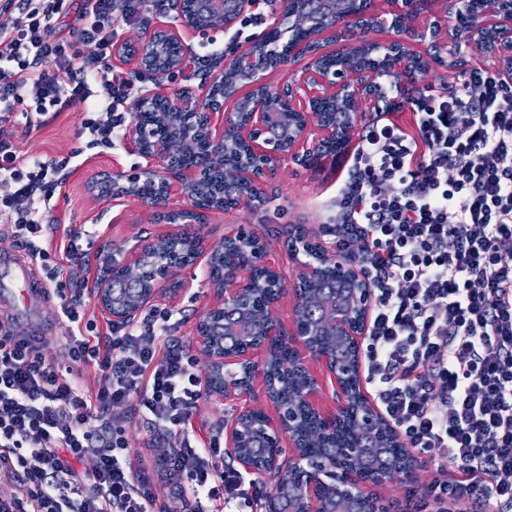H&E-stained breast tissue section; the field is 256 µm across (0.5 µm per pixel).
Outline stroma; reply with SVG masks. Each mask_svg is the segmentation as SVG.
<instances>
[{
	"label": "stroma",
	"mask_w": 512,
	"mask_h": 512,
	"mask_svg": "<svg viewBox=\"0 0 512 512\" xmlns=\"http://www.w3.org/2000/svg\"><path fill=\"white\" fill-rule=\"evenodd\" d=\"M284 11L282 0H260L259 4L239 22L235 31L212 32L209 35L188 33L184 46L188 51L199 50L207 41H215L223 48L232 45H247L249 40L267 31L276 17ZM112 71L133 82L134 96L124 104L121 113L125 124H133L139 113L137 92L142 88L171 94L181 89H194L201 83L200 73L193 69L158 75L153 73L135 74L131 65L113 60ZM402 86L425 94H439L458 87L463 78L458 68L430 66L419 71H398L396 74ZM84 119L82 107L73 106L58 115L49 117L43 127L27 132L17 130L15 142L24 156L48 155L70 157L69 166L62 171V185L55 192L48 223L58 225L66 231L81 225L93 229L92 236L83 238L81 245L87 257L81 269L74 275L77 287L85 294L83 307L85 318L93 320L99 333H107L110 319L99 308L91 287L100 274L96 251L101 244H109L119 250L131 244L136 236L161 235L170 232L171 227L158 218L157 208L139 202H123L113 206L92 200L85 191L89 177L96 172L114 168L135 171L140 163L137 155L130 153L124 142H115L112 147H89L81 134ZM344 165L336 169L315 171L285 162L276 164L272 174L261 183L260 189L267 199L264 206L256 210L232 209L208 213L205 223L191 226L180 225V232H194L201 248L211 252L220 249L227 228L240 225L258 234L266 241L270 253L278 261L286 276L289 288L280 304V318L284 326H291L293 295L291 286L296 282L299 271L297 257L289 253L287 241L292 238L296 225H304L310 236H317L324 224L330 223L336 214V183L344 176ZM184 277L193 281V286L178 299L168 302L178 324L175 336L189 346L194 365L199 373H206L208 358L200 350L195 338V325L200 316L210 307L213 295L205 284L206 267L197 262L183 270ZM233 403L219 404L209 397H201L189 420L188 429L199 442H207L213 431L222 429L225 419L233 414ZM114 418L125 425V437L135 455L144 458L148 464L147 474L151 492L155 499L156 512H184L175 498L176 478L170 472L168 460L170 449L162 445L151 446L149 428L136 408H119ZM437 463L433 460L419 461L411 474L393 477L382 485L373 487L372 494L383 504L396 508L397 512H417L416 503L426 487L439 479Z\"/></svg>",
	"instance_id": "obj_1"
}]
</instances>
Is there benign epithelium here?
I'll return each mask as SVG.
<instances>
[{"label": "benign epithelium", "mask_w": 512, "mask_h": 512, "mask_svg": "<svg viewBox=\"0 0 512 512\" xmlns=\"http://www.w3.org/2000/svg\"><path fill=\"white\" fill-rule=\"evenodd\" d=\"M340 2L362 19L364 29L388 28L394 36L383 42L357 40L337 52H327L326 44L343 37V19L316 23L306 29L304 38L292 42L288 56L278 63L265 55L264 37H257L248 46L231 51L233 82L215 76L196 91L166 96L170 114L197 121L193 130L196 137L212 146L232 139L247 148V158L230 161L221 153L210 156L204 164L177 166L168 141L138 122L127 131L125 144L145 164L134 173L117 168L94 174L86 184L87 193L106 204L124 199L156 205L181 188L188 192L191 204L174 215L202 216L224 210L221 203H203L196 193L204 183V169L219 164L230 171L240 188L233 207L256 209L262 204L257 183L274 162L321 169L346 155L353 147L358 120L380 109L379 88L397 69L410 70L431 62L450 64L475 52L492 60L503 79L512 83V0H483L477 10L472 0H385L387 8L381 12L365 11L361 0ZM199 4V13H181L177 23L161 22L153 33L181 44L186 31L206 34L227 30L246 16L254 0H199ZM420 15L424 20L416 28L413 22ZM154 51L148 37L138 56H129L122 45L115 47L113 54L147 72ZM302 59L305 63L289 75L286 90L279 91L266 81L269 72ZM229 100L234 101V107L226 112L224 103ZM144 179L159 186L156 196L143 199L131 192L132 185ZM180 240V232L173 231L155 238L138 237L118 253L110 252L106 243L100 246L102 266L94 285L95 297L112 322H130L192 287L182 276L181 267L172 266L128 304L116 302L113 295L112 268L135 271L162 246ZM245 241L256 242L258 238L242 227L224 235L219 271L215 253H209L207 285L214 303L207 315L224 314L229 335L249 336L250 345L243 349L216 346L204 319L195 329L197 343L210 358L205 393L217 403L240 404L225 423L224 453L249 475L261 476L286 463L298 470L296 495L281 512H326L325 492L331 489L340 502L337 512H349L352 504L373 501L367 485L384 483L387 470L364 478L356 466L354 448H344L331 458H309L304 452V431L308 420L326 433L348 422L357 432L401 442L364 388L361 366L373 308V284L355 262L338 260L334 251L320 248L319 258L300 263L293 289V329L287 334L279 317L286 285L277 261L261 244L250 250L241 247ZM336 344L348 350V358H338ZM277 347L288 349L290 369L300 382L296 403L288 407L279 402L270 373L255 370L259 355H268ZM311 361L322 364L333 377L340 400L334 414L323 413L317 404L322 387L309 366ZM258 382L273 410L271 415L262 412V435L274 447L280 446L281 435H288L293 454L286 462L274 455L260 464L245 449L249 423L258 412L249 403Z\"/></svg>", "instance_id": "7a95c632"}]
</instances>
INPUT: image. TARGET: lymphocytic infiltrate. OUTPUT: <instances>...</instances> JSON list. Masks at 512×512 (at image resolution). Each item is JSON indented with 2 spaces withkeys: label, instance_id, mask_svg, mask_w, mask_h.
I'll return each instance as SVG.
<instances>
[{
  "label": "lymphocytic infiltrate",
  "instance_id": "1",
  "mask_svg": "<svg viewBox=\"0 0 512 512\" xmlns=\"http://www.w3.org/2000/svg\"><path fill=\"white\" fill-rule=\"evenodd\" d=\"M116 1L84 0L75 14L69 0H0L18 12L0 30V219L41 263L60 315L85 329L66 338L65 364L45 355L42 338L0 331V478L18 485L0 512H153L145 469L108 418L133 404L153 441L178 442L179 493L195 512L237 500L247 481L216 465L219 434L193 444L187 425L204 380L172 334L171 310L109 325L103 337L84 322L64 271L82 267L88 230L56 243L44 222L62 163L20 155L9 132L16 116L42 126L80 105L91 144L125 136L117 112L133 87L112 72L115 22L139 16L144 0H120V10ZM82 44L95 55L82 56ZM382 94L404 96L395 81ZM407 99L414 131L393 122L364 131L326 234L374 284L366 381L416 456L438 460L444 476L426 499L512 512V86L475 68L454 91ZM90 364L89 387L77 371Z\"/></svg>",
  "mask_w": 512,
  "mask_h": 512
}]
</instances>
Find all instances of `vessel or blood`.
<instances>
[{"instance_id": "vessel-or-blood-1", "label": "vessel or blood", "mask_w": 512, "mask_h": 512, "mask_svg": "<svg viewBox=\"0 0 512 512\" xmlns=\"http://www.w3.org/2000/svg\"><path fill=\"white\" fill-rule=\"evenodd\" d=\"M17 293L23 298L35 335H54L55 326L44 308L47 284L36 262L24 250L0 254V307L9 308Z\"/></svg>"}]
</instances>
